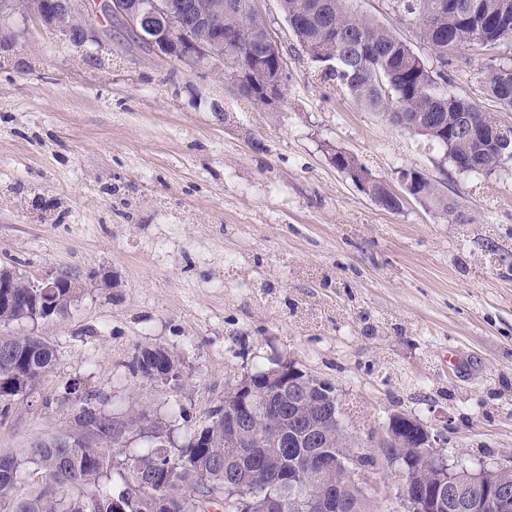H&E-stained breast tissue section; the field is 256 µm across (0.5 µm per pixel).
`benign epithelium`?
Here are the masks:
<instances>
[{
	"label": "benign epithelium",
	"instance_id": "benign-epithelium-1",
	"mask_svg": "<svg viewBox=\"0 0 512 512\" xmlns=\"http://www.w3.org/2000/svg\"><path fill=\"white\" fill-rule=\"evenodd\" d=\"M18 14L34 18L62 33L74 46L81 47L97 39L100 19L120 20L131 34L148 41L165 59L197 66L213 63L222 67L234 80L244 70L241 52L230 47L232 38L218 36L224 4L201 3L199 0H3L0 15ZM251 79L262 84L267 98H279L286 90L283 66L269 72L256 67ZM78 276L67 281L59 273H49L33 287L39 289L46 309L55 308L60 288H81ZM265 383L277 393L288 395L297 403L299 413L308 419L301 446L311 448L308 465L322 473L328 464L315 449L319 435L336 433V471L342 473V485L361 490L365 471L355 467L360 453L345 433L340 416V401L335 387L298 366L293 360H275L266 372ZM226 406L232 407L228 422V444L249 448L255 435L253 418L262 411L277 417L278 407L267 404L256 390L253 376H242L227 388ZM376 447L382 449L380 460L396 468L401 476L398 499L406 512H512V489L501 481V475L512 473V458L488 469L469 468L457 459L443 454L440 435L419 419L405 413L390 414L382 426ZM416 448L426 450L418 469L404 466L406 455ZM295 488L294 495L260 498L254 507L259 512H288L299 501H305L314 512H337L334 492L327 483L307 491L293 475L286 478Z\"/></svg>",
	"mask_w": 512,
	"mask_h": 512
}]
</instances>
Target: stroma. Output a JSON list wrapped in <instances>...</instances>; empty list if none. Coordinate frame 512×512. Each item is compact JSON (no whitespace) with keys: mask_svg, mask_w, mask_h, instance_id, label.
<instances>
[{"mask_svg":"<svg viewBox=\"0 0 512 512\" xmlns=\"http://www.w3.org/2000/svg\"><path fill=\"white\" fill-rule=\"evenodd\" d=\"M281 45L287 90L259 106L218 68L140 46L116 20L77 47L21 17L0 54V268L37 280L75 271L83 295L33 333L49 374L0 413V457L77 430V393L113 420L184 435L225 390L272 359L330 381L346 431L376 454L390 413L441 434L470 467L512 458V162L461 174L440 150L326 82L278 0H253ZM428 64L418 22L393 0H354ZM450 57L455 95L512 124L480 83L491 57ZM344 150L393 190L417 169L465 221L411 195L384 209L331 161ZM182 363L173 387L134 368L142 349ZM397 470L366 475L368 512H403Z\"/></svg>","mask_w":512,"mask_h":512,"instance_id":"35a3bbf8","label":"stroma"}]
</instances>
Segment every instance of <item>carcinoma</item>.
Here are the masks:
<instances>
[{"label":"carcinoma","mask_w":512,"mask_h":512,"mask_svg":"<svg viewBox=\"0 0 512 512\" xmlns=\"http://www.w3.org/2000/svg\"><path fill=\"white\" fill-rule=\"evenodd\" d=\"M354 0H281V9L297 41L324 77L349 94L364 110L392 115L397 123L443 151L462 173H488L512 161V126L499 122L448 90V56L474 35L498 46L512 43V0H394L396 10L421 24V37L441 70L423 59L395 33L392 26L359 14ZM247 0H224V30L238 35L246 57L258 63L264 53V24L249 12ZM484 91L512 109V63L489 64L482 71ZM336 168L387 210L401 201L388 184L361 177L369 170L354 156L335 150ZM411 191L434 204L442 215L462 222L457 205L440 183L415 169H404ZM38 289L19 276L14 288L0 289V323L48 316L36 305ZM55 351L32 333L0 334V403L29 394L52 369ZM145 377L158 369V379L175 386L181 381L180 360L170 353L145 350L137 360ZM87 394L76 416L79 433L37 441L29 448L30 463L45 477L41 490L17 497L14 512H154L148 493L163 501L160 512H209L192 503L224 492V483L240 482L245 469L255 471L272 493L288 495L280 475L292 473L309 486L334 482L336 474L316 476L304 468L307 449L298 446L293 406L281 407L286 445L269 448L224 447V416L220 408L203 426L187 431L183 441L168 448L165 429L155 426L153 440L143 448H128L115 437L138 426L131 418L117 423ZM22 482V464L0 458V493L14 492ZM78 490L72 494L71 490ZM223 512H250L249 497L223 498Z\"/></svg>","instance_id":"obj_1"}]
</instances>
